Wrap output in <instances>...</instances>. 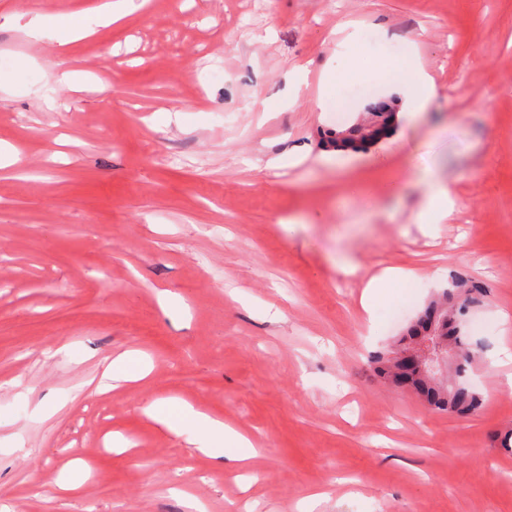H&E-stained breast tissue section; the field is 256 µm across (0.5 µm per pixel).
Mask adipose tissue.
I'll return each instance as SVG.
<instances>
[{"label": "adipose tissue", "mask_w": 512, "mask_h": 512, "mask_svg": "<svg viewBox=\"0 0 512 512\" xmlns=\"http://www.w3.org/2000/svg\"><path fill=\"white\" fill-rule=\"evenodd\" d=\"M409 73L405 85L406 97L403 112L407 119H414L418 113L438 97L439 91L434 77L418 61L417 54H409L403 62ZM456 208V200L450 186L429 182L416 221L422 232L436 236L441 224L447 223ZM146 414L165 430L180 437H186L195 449L206 456H224L245 462L257 455L253 442L233 427L224 423L221 417L194 407L186 402H172L170 412H163L158 404H150Z\"/></svg>", "instance_id": "adipose-tissue-1"}]
</instances>
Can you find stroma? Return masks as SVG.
I'll return each instance as SVG.
<instances>
[{
	"label": "stroma",
	"instance_id": "obj_1",
	"mask_svg": "<svg viewBox=\"0 0 512 512\" xmlns=\"http://www.w3.org/2000/svg\"><path fill=\"white\" fill-rule=\"evenodd\" d=\"M414 39L441 100L401 137L323 158L370 103L321 111L324 72L387 96L375 71L407 80ZM18 57L0 91V512H297L314 492V512H512V0H148L65 44L0 15V64ZM426 168L457 196L435 238L414 221ZM384 266L425 275L365 315ZM457 270L487 288L466 316L484 397L466 417L371 362ZM125 352L148 378L98 393ZM172 400L263 457L195 453L144 412Z\"/></svg>",
	"mask_w": 512,
	"mask_h": 512
}]
</instances>
